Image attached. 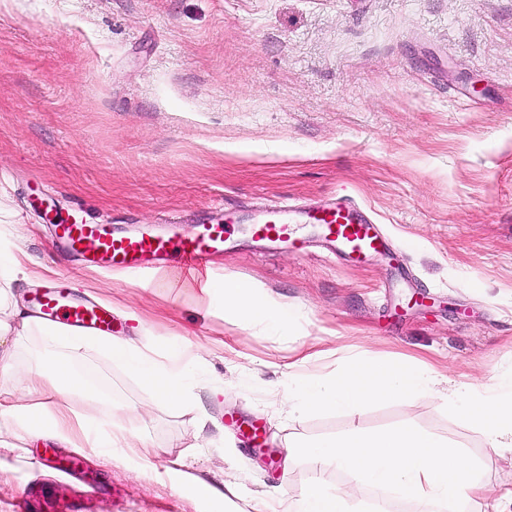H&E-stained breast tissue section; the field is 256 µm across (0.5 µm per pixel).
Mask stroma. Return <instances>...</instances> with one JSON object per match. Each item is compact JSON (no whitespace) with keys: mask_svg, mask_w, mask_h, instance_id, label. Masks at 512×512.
<instances>
[{"mask_svg":"<svg viewBox=\"0 0 512 512\" xmlns=\"http://www.w3.org/2000/svg\"><path fill=\"white\" fill-rule=\"evenodd\" d=\"M76 219L122 231L188 232L223 209L257 215L346 193L370 209L398 256L359 267L267 246L240 228L211 263L259 279L293 305L283 330L237 326L197 306L196 289L142 273H105L57 250L29 188ZM0 236L32 269L111 308L120 339L143 332L197 347L219 391L202 409L171 407L103 349L75 362L98 401L73 411L137 433L152 468L39 443L0 451V512H254L312 477H348L291 438L347 429L332 412L289 414L280 392L302 349L309 371L354 358L421 361L451 382L490 388L512 366V0H0ZM32 334L18 375L66 356ZM265 422L255 445L227 412ZM366 432L410 424L459 445L484 481L512 484V457L441 398L397 397L357 416ZM79 456V476L51 455ZM191 474L237 492L196 496Z\"/></svg>","mask_w":512,"mask_h":512,"instance_id":"1","label":"stroma"}]
</instances>
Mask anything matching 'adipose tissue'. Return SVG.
Segmentation results:
<instances>
[{
	"mask_svg": "<svg viewBox=\"0 0 512 512\" xmlns=\"http://www.w3.org/2000/svg\"><path fill=\"white\" fill-rule=\"evenodd\" d=\"M26 274L25 252L12 242L0 241V341L8 337L17 344L37 332L52 340L64 339L69 354L45 363L34 380L14 378L10 364L0 361V378L9 382L7 390H0V415L8 414L13 423L7 435H0V448L19 450L29 436L40 435L70 448H125L138 454L140 469L149 468L148 454L141 452L128 429L98 434L94 417L71 416L58 404V397L69 393L97 399L96 390L82 382L71 366L91 340L28 313L13 288ZM198 286L208 310L221 311L226 320L238 325L284 329L296 316L292 306L273 298L253 279L211 270ZM111 349L113 358L166 403L178 406L196 401L204 363L198 353L171 344L162 363L147 346L133 340H113ZM435 383L430 371L374 358L352 363L332 377L289 375L284 398L292 413L337 411L353 417L373 402L433 394ZM461 397L467 400L463 416L483 432L488 446L512 451V368L498 375L494 388L470 385L463 395H449L448 402L456 404ZM302 454L317 464L331 462L349 481L337 489L313 481L290 499L286 512H351L353 501L366 486L412 499L418 512H445L463 499L473 503L492 499L503 512H512V487L496 488L480 481L462 448L411 426L377 432L352 426L331 437L289 441V458Z\"/></svg>",
	"mask_w": 512,
	"mask_h": 512,
	"instance_id": "obj_1",
	"label": "adipose tissue"
}]
</instances>
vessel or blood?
<instances>
[{
    "label": "vessel or blood",
    "mask_w": 512,
    "mask_h": 512,
    "mask_svg": "<svg viewBox=\"0 0 512 512\" xmlns=\"http://www.w3.org/2000/svg\"><path fill=\"white\" fill-rule=\"evenodd\" d=\"M54 236L62 248L82 258L87 267L110 271L163 270L185 277L203 270L235 231L238 218L225 213L220 224H197L192 233L155 235L111 232L100 224L76 222L56 209L45 212ZM315 225L321 240L343 261H358L373 253L388 250L389 240L381 232L368 209L342 195L311 210L281 203L266 209L263 218L249 231L259 241L287 244L303 250L302 225ZM39 318L60 322L77 331L100 335L112 332L109 309L94 302L81 301L66 288H48L32 299Z\"/></svg>",
    "instance_id": "1"
}]
</instances>
